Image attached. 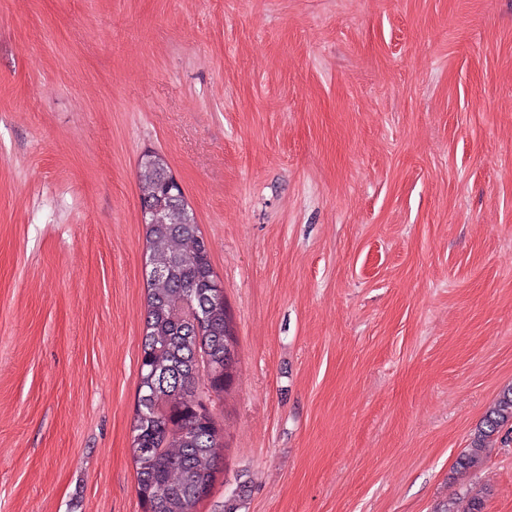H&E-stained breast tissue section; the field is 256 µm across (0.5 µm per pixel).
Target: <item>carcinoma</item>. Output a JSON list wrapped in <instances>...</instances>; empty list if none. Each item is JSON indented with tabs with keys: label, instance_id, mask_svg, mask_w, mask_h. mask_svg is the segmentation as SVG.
Masks as SVG:
<instances>
[{
	"label": "carcinoma",
	"instance_id": "1",
	"mask_svg": "<svg viewBox=\"0 0 512 512\" xmlns=\"http://www.w3.org/2000/svg\"><path fill=\"white\" fill-rule=\"evenodd\" d=\"M137 178L140 195L161 207L162 222L148 227V254L168 268L166 275L148 280L132 441L137 494L144 512H195L212 489L223 447L213 416L200 414V367L209 368V389L225 392L234 380L237 342L225 302L207 297L216 275L198 225L187 223L193 213L163 193L156 168L139 166ZM190 299L205 308L198 324L179 313ZM510 423L512 387L488 409L458 468L478 466L486 440ZM456 504L457 498H450L441 512H484L476 496L467 498L461 511Z\"/></svg>",
	"mask_w": 512,
	"mask_h": 512
}]
</instances>
